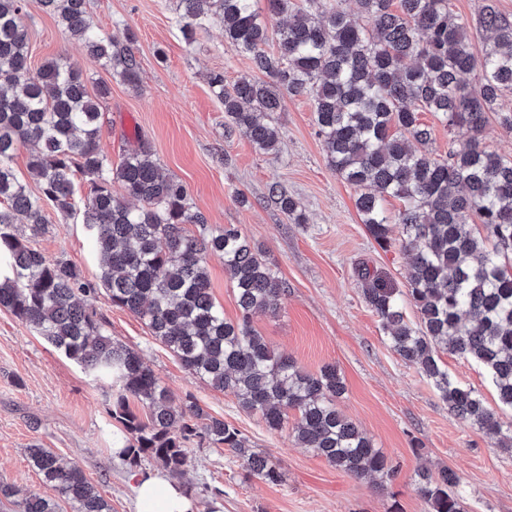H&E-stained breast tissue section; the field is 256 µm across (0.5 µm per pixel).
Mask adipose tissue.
Instances as JSON below:
<instances>
[{
    "label": "adipose tissue",
    "mask_w": 512,
    "mask_h": 512,
    "mask_svg": "<svg viewBox=\"0 0 512 512\" xmlns=\"http://www.w3.org/2000/svg\"><path fill=\"white\" fill-rule=\"evenodd\" d=\"M134 512H200L196 498L166 472L132 469L129 474Z\"/></svg>",
    "instance_id": "adipose-tissue-1"
}]
</instances>
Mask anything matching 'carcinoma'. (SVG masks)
Listing matches in <instances>:
<instances>
[{"label":"carcinoma","instance_id":"1","mask_svg":"<svg viewBox=\"0 0 512 512\" xmlns=\"http://www.w3.org/2000/svg\"><path fill=\"white\" fill-rule=\"evenodd\" d=\"M173 0L186 39L205 22L224 28V42L251 61L255 76L224 87V73L208 84L224 117L247 131L256 149L275 153L280 128L272 117L284 95L307 96L329 166L361 189L356 206L376 244L393 245L390 225L402 229L408 253L407 293L365 271L367 304L378 316L389 347L417 366L448 412L512 451V424L475 390L455 382L439 353L481 364L490 374L498 406L512 410V155L480 147L495 113L512 130V18L486 5L479 19L489 33L473 51L468 24L448 0ZM62 34L83 45L87 61L136 88L140 72L131 52L96 32L87 0H42ZM287 20L276 28L272 17ZM363 17L366 25L358 23ZM25 0H0V308L32 328L55 349L111 389L109 414L121 427L127 455H143L173 475L184 473L186 444L197 421L213 443L231 448L246 468L271 484L279 469L250 450L246 437L188 398L175 404L139 353L109 336L87 298L104 290L112 304L142 320L191 374L237 397L243 410L268 428L288 426L302 447L336 470L377 486L397 466L338 408L345 382L336 366L312 373L276 353L253 325L273 314L288 288L262 248L234 226L212 231L193 210L185 185L160 172L140 142L112 167L100 150L99 99L89 94L80 64L65 56L31 73L24 23ZM275 42L277 50L267 46ZM479 70L469 88L463 75ZM434 112L464 138L441 158L429 150L431 129L419 113ZM33 147L28 163L37 191L12 167L20 144ZM89 191L75 198L74 177ZM121 194L112 192V185ZM402 203L391 216L384 201ZM270 200L293 224L306 223L295 198L273 185ZM63 218L82 212L101 257L98 281L84 279L70 260L50 259L29 239L49 224L46 206ZM197 224L196 235L185 225ZM224 262L240 315L224 318L213 297L207 259ZM416 308L407 320L402 296ZM141 404L144 414L130 406ZM51 495L21 494L0 485V500L15 512H112L110 501L75 465L50 448L26 449ZM455 471L417 474L416 493L427 512H465L452 491Z\"/></svg>","mask_w":512,"mask_h":512}]
</instances>
